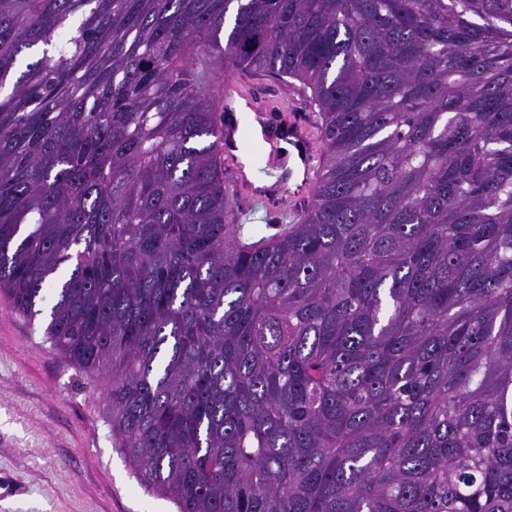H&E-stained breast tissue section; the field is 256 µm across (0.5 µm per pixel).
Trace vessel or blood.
<instances>
[{
	"label": "vessel or blood",
	"mask_w": 512,
	"mask_h": 512,
	"mask_svg": "<svg viewBox=\"0 0 512 512\" xmlns=\"http://www.w3.org/2000/svg\"><path fill=\"white\" fill-rule=\"evenodd\" d=\"M224 101L223 147L225 174L240 214L263 218L290 204L301 213L309 204L320 154L316 116L296 102L283 103L255 96L245 81L224 75L219 85ZM268 150L249 175L240 157L254 137Z\"/></svg>",
	"instance_id": "1"
}]
</instances>
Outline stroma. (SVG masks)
Instances as JSON below:
<instances>
[{"mask_svg": "<svg viewBox=\"0 0 512 512\" xmlns=\"http://www.w3.org/2000/svg\"><path fill=\"white\" fill-rule=\"evenodd\" d=\"M0 298V512H177L146 492L112 443L104 382L90 381Z\"/></svg>", "mask_w": 512, "mask_h": 512, "instance_id": "stroma-1", "label": "stroma"}]
</instances>
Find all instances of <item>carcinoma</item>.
<instances>
[{
  "instance_id": "cac0c4a2",
  "label": "carcinoma",
  "mask_w": 512,
  "mask_h": 512,
  "mask_svg": "<svg viewBox=\"0 0 512 512\" xmlns=\"http://www.w3.org/2000/svg\"><path fill=\"white\" fill-rule=\"evenodd\" d=\"M220 66L318 108L273 234ZM0 292L179 512H512V0H0Z\"/></svg>"
}]
</instances>
